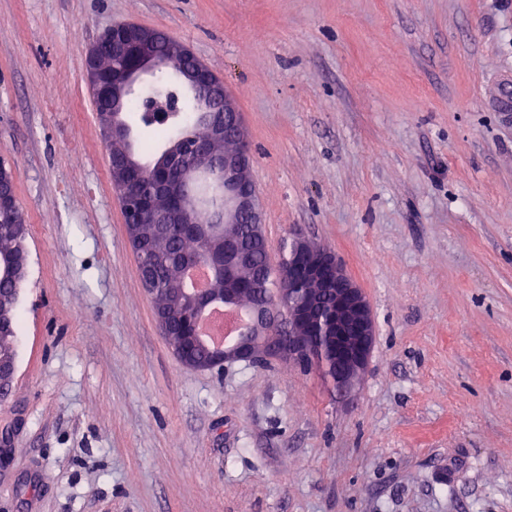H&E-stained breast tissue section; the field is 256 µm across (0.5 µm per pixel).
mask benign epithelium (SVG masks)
<instances>
[{"label":"benign epithelium","instance_id":"obj_1","mask_svg":"<svg viewBox=\"0 0 512 512\" xmlns=\"http://www.w3.org/2000/svg\"><path fill=\"white\" fill-rule=\"evenodd\" d=\"M161 30L134 23L112 26V58L102 63L100 43L87 52V80L101 103L99 134L112 147L110 167L114 187L125 188L140 178L143 164L135 159L133 129L122 115L130 104L151 122L165 123L184 112L190 96H197L195 111L209 113L205 142L184 134L161 152L155 189L147 196L127 195L123 200L125 228L135 255L145 250L143 225H155L164 233L166 224H183L197 237L206 253L204 265L211 283L224 280L222 288L195 291L175 288L155 303L159 323L167 324L179 311L189 309L191 318L181 323L183 335L203 349L207 358L183 353L172 343L181 362L193 369L210 370L235 362H257L264 356L282 354L299 361L315 359L331 372L334 387L346 391L363 373L372 351L375 322L363 290L347 274L334 254L309 239L295 235L286 243L288 281L299 278L304 287L287 288L288 317L283 302L257 301L247 307L250 324L230 344L206 341L198 330L201 316L216 304L244 306L246 283L242 278L245 256L236 250L235 235L227 231L200 232L191 223L199 210L190 200L189 185L196 173L208 166H224V208L215 212L214 224H249L254 238L266 242L256 187L252 178V152L245 138L242 113L218 77L203 61L194 58L178 72V93L153 94L148 89L173 57L192 54L184 43L167 38V50H159ZM18 209L12 170L0 165V221ZM15 357L0 352V387L10 386Z\"/></svg>","mask_w":512,"mask_h":512}]
</instances>
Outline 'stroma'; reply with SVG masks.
<instances>
[{"label": "stroma", "instance_id": "stroma-1", "mask_svg": "<svg viewBox=\"0 0 512 512\" xmlns=\"http://www.w3.org/2000/svg\"><path fill=\"white\" fill-rule=\"evenodd\" d=\"M116 22L223 79L271 258L302 233L365 292L351 392L284 356L175 355L87 81ZM511 78L512 0H0L28 232L0 512H512Z\"/></svg>", "mask_w": 512, "mask_h": 512}]
</instances>
